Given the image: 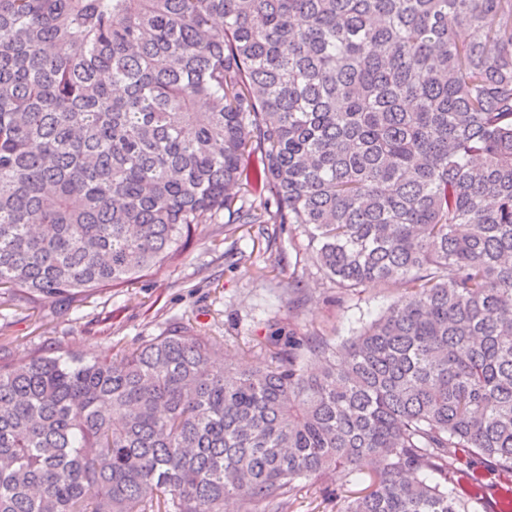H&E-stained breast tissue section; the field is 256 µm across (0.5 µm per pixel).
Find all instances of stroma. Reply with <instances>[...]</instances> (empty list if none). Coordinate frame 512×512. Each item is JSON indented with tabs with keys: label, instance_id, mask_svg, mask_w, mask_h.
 <instances>
[{
	"label": "stroma",
	"instance_id": "stroma-1",
	"mask_svg": "<svg viewBox=\"0 0 512 512\" xmlns=\"http://www.w3.org/2000/svg\"><path fill=\"white\" fill-rule=\"evenodd\" d=\"M304 284L295 304L288 284ZM400 290L367 284L341 293L325 282L306 237L287 224H202L176 261L153 267L126 288H116L62 309L46 299L35 310L19 306L0 315V339L19 354L46 344L67 352L112 356L115 345L135 346L178 324L219 342L235 362L261 361L260 344L271 324L282 322L299 337L319 334L339 345L381 314ZM480 473L482 491L466 512H512L502 490L512 474L463 466L450 473L454 486ZM361 473L337 472L332 480H299L287 512H339V496L365 488Z\"/></svg>",
	"mask_w": 512,
	"mask_h": 512
}]
</instances>
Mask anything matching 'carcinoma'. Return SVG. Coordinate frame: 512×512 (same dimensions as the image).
<instances>
[{
  "instance_id": "1",
  "label": "carcinoma",
  "mask_w": 512,
  "mask_h": 512,
  "mask_svg": "<svg viewBox=\"0 0 512 512\" xmlns=\"http://www.w3.org/2000/svg\"><path fill=\"white\" fill-rule=\"evenodd\" d=\"M225 212L404 294L251 367L184 325L0 340V512L282 510L338 469L341 512H465L448 471H512V0H0V307L126 288Z\"/></svg>"
}]
</instances>
